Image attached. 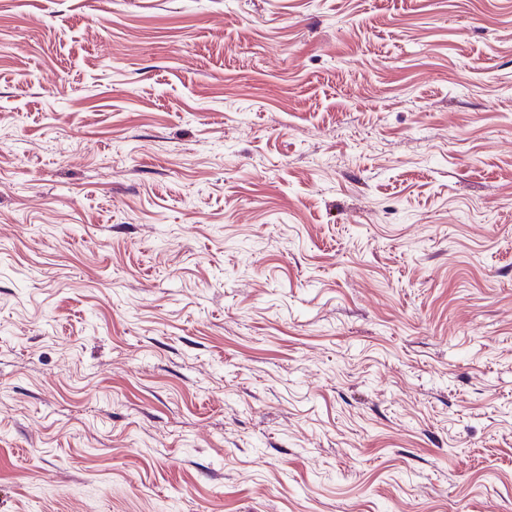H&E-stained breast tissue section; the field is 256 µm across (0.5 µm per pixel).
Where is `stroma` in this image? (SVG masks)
I'll list each match as a JSON object with an SVG mask.
<instances>
[{
    "instance_id": "35a3bbf8",
    "label": "stroma",
    "mask_w": 512,
    "mask_h": 512,
    "mask_svg": "<svg viewBox=\"0 0 512 512\" xmlns=\"http://www.w3.org/2000/svg\"><path fill=\"white\" fill-rule=\"evenodd\" d=\"M0 512H512V0H0Z\"/></svg>"
}]
</instances>
